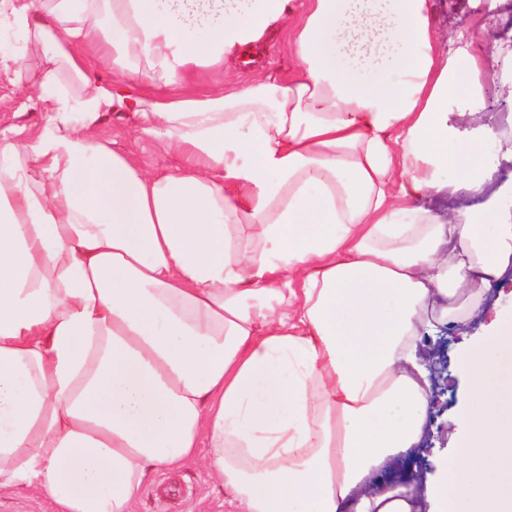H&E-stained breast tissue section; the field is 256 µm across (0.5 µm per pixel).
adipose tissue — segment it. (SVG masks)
I'll use <instances>...</instances> for the list:
<instances>
[{"mask_svg": "<svg viewBox=\"0 0 512 512\" xmlns=\"http://www.w3.org/2000/svg\"><path fill=\"white\" fill-rule=\"evenodd\" d=\"M434 7L0 0L41 51L28 73L0 50V74L44 114L0 130V487L131 512L204 443L234 512H512V321L458 358L483 399L458 453L379 479L426 430L424 332L512 269V122L461 124L505 48L442 39ZM278 23L293 73L190 90ZM124 107L177 172L101 137ZM463 187L481 209L437 207Z\"/></svg>", "mask_w": 512, "mask_h": 512, "instance_id": "adipose-tissue-1", "label": "adipose tissue"}]
</instances>
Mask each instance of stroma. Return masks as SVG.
I'll list each match as a JSON object with an SVG mask.
<instances>
[{"label":"stroma","instance_id":"35a3bbf8","mask_svg":"<svg viewBox=\"0 0 512 512\" xmlns=\"http://www.w3.org/2000/svg\"><path fill=\"white\" fill-rule=\"evenodd\" d=\"M435 22L445 34L463 29L478 44L491 42L497 25L495 17L474 12L469 0H436ZM297 60L284 31H275L264 49L255 54L249 64L225 66L223 72H209L197 80L200 91L209 92L221 85L249 82L258 71L271 70L288 73ZM512 69V57L501 55L494 64L495 74L484 81L482 120L512 119V94L505 92L498 82L499 72ZM39 88L32 83L11 85L0 77V129L29 126L41 122L43 114L38 105ZM101 135L113 147L136 157L142 167L153 173H172L180 166L179 157L167 153L153 141L143 138L131 117L125 112L109 113ZM512 315V275L493 285L485 303L461 327L441 329L433 344L441 350L444 367L440 380L433 389L432 402L427 413V426L433 432L431 448L422 460L423 473L435 474L437 462L455 449V416L460 406H476L480 398L470 382L456 370L457 354L471 346L487 332L494 317ZM132 512H226L224 491L210 476L202 458L188 461L179 471L159 470L153 481L147 483L135 501Z\"/></svg>","mask_w":512,"mask_h":512}]
</instances>
